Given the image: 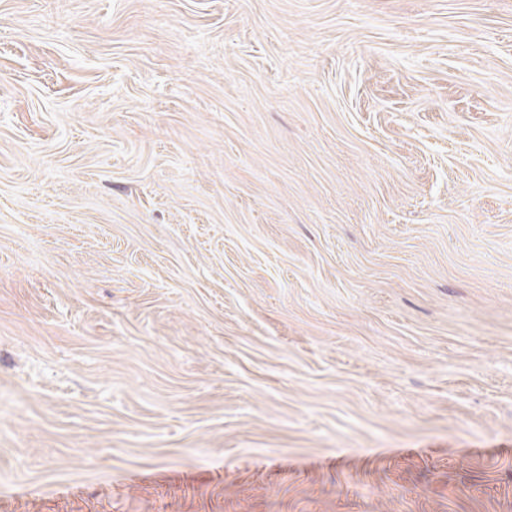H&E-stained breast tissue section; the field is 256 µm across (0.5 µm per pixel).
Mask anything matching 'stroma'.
<instances>
[{"mask_svg": "<svg viewBox=\"0 0 512 512\" xmlns=\"http://www.w3.org/2000/svg\"><path fill=\"white\" fill-rule=\"evenodd\" d=\"M0 512H512V0H0Z\"/></svg>", "mask_w": 512, "mask_h": 512, "instance_id": "stroma-1", "label": "stroma"}]
</instances>
